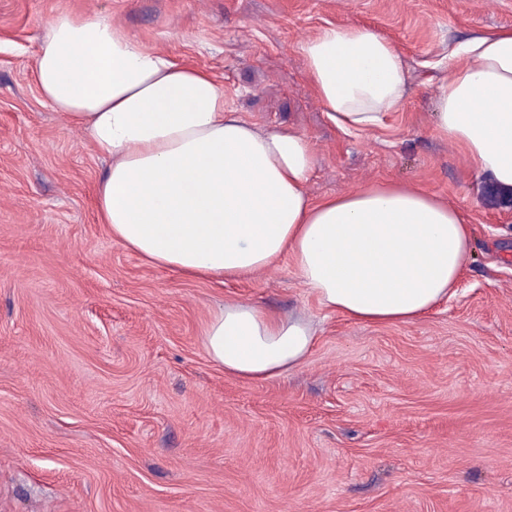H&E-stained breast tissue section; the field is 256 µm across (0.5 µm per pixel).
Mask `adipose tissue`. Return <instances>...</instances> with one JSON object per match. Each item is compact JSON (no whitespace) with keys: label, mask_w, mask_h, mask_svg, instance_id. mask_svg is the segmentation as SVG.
<instances>
[{"label":"adipose tissue","mask_w":512,"mask_h":512,"mask_svg":"<svg viewBox=\"0 0 512 512\" xmlns=\"http://www.w3.org/2000/svg\"><path fill=\"white\" fill-rule=\"evenodd\" d=\"M301 52L340 129L382 125L400 108L403 58L375 30L329 26ZM463 53L466 66L441 80L435 131L511 200L512 30L474 37ZM34 77L45 102L111 160L96 186L100 223L152 265L224 282L286 256L324 309L385 325L427 315L459 283L472 236L456 208L396 184L312 201L304 135L256 130L205 68L104 17L56 14ZM202 336L209 358L246 381L294 369L314 343L305 320L236 300L212 312Z\"/></svg>","instance_id":"1"}]
</instances>
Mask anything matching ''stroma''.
<instances>
[{"instance_id": "obj_1", "label": "stroma", "mask_w": 512, "mask_h": 512, "mask_svg": "<svg viewBox=\"0 0 512 512\" xmlns=\"http://www.w3.org/2000/svg\"><path fill=\"white\" fill-rule=\"evenodd\" d=\"M60 11L99 14L210 69L257 129L311 143L320 200L390 182L470 225L457 292L409 324L322 308L289 258L238 281L156 268L99 224L108 159L47 107L34 60ZM366 25L408 86L346 133L301 46ZM512 29V0H0V512H512V210L434 132L466 39ZM309 321L299 367L225 374L202 329L227 300Z\"/></svg>"}]
</instances>
